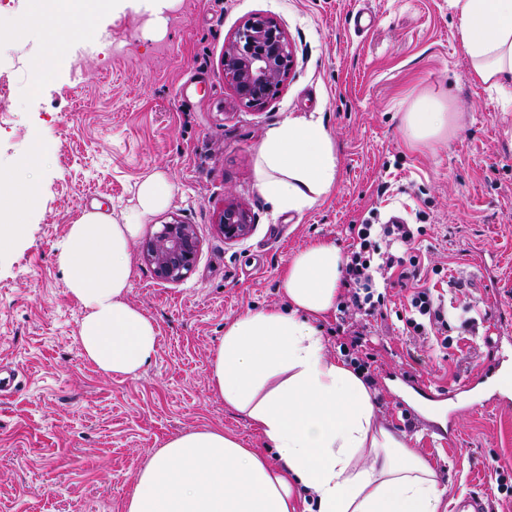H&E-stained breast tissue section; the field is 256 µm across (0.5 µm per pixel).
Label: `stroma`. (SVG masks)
I'll return each mask as SVG.
<instances>
[{
  "instance_id": "35a3bbf8",
  "label": "stroma",
  "mask_w": 512,
  "mask_h": 512,
  "mask_svg": "<svg viewBox=\"0 0 512 512\" xmlns=\"http://www.w3.org/2000/svg\"><path fill=\"white\" fill-rule=\"evenodd\" d=\"M453 0H178L156 20L80 0L68 21L39 18L38 0L0 5V175L10 176L33 140L41 202L27 232L0 252V360L16 389L0 394V512H126L149 450L182 433L224 428L273 456L241 414L210 387V359L225 324L254 307L286 305L280 273L309 242L350 243L352 224L391 217L424 226L433 266L450 269L472 306L439 282L454 345L439 353L402 336L404 299L388 289L374 340L369 388L379 419L412 437L445 489L482 494L512 512V406L473 401L470 379L512 374V99L476 85L459 40ZM253 15L282 23L297 65L264 108L245 107L224 82V45ZM135 30L112 57L114 35ZM54 56L48 77L38 61ZM431 95L454 114L448 134L410 145L403 115ZM305 112L323 117L337 159L336 185L311 208L280 211L257 186L266 131ZM165 170L170 205L145 235L180 218L196 228L197 264L179 283L154 276L132 247L130 304L159 328L155 357L137 378L108 377L77 341L80 306L68 294L55 247L84 211L120 218L145 174ZM252 212V235L225 242L217 229L225 198ZM416 383L453 392L421 409ZM415 383V384H416ZM456 410L449 438L428 423Z\"/></svg>"
}]
</instances>
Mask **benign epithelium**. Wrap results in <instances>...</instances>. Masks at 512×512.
<instances>
[{
  "mask_svg": "<svg viewBox=\"0 0 512 512\" xmlns=\"http://www.w3.org/2000/svg\"><path fill=\"white\" fill-rule=\"evenodd\" d=\"M295 65L293 45L279 20L270 15L246 19L224 46V83L251 108L264 107ZM218 228L224 241L240 242L254 229L252 214L244 204L226 199ZM200 249L194 225L179 219L161 225L140 245L144 262L167 283L180 282L191 274Z\"/></svg>",
  "mask_w": 512,
  "mask_h": 512,
  "instance_id": "benign-epithelium-1",
  "label": "benign epithelium"
}]
</instances>
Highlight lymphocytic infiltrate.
<instances>
[{
    "label": "lymphocytic infiltrate",
    "instance_id": "lymphocytic-infiltrate-1",
    "mask_svg": "<svg viewBox=\"0 0 512 512\" xmlns=\"http://www.w3.org/2000/svg\"><path fill=\"white\" fill-rule=\"evenodd\" d=\"M349 232L353 243L346 255L344 292L338 303L348 325L340 348L357 372L370 371L377 361L368 337L372 318L380 316L385 306V296L376 287L380 279L409 292L410 313L404 318L403 335L435 348H448L444 308L421 278L425 256L417 240L423 227L393 218L383 224H353Z\"/></svg>",
    "mask_w": 512,
    "mask_h": 512
}]
</instances>
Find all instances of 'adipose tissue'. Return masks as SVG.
<instances>
[{"instance_id":"adipose-tissue-1","label":"adipose tissue","mask_w":512,"mask_h":512,"mask_svg":"<svg viewBox=\"0 0 512 512\" xmlns=\"http://www.w3.org/2000/svg\"><path fill=\"white\" fill-rule=\"evenodd\" d=\"M461 44L479 85L512 83V0H454ZM452 114L430 95L405 113L413 144L447 132ZM336 155L320 113L288 118L258 148L257 181L281 210L312 207L336 184ZM173 185L156 170L138 183L134 205L113 219L85 213L55 261L83 315L78 341L106 376L136 377L157 353L159 330L127 294L131 246L166 208ZM40 192L26 170L0 189V246L20 236ZM345 259L320 240L293 253L282 275L287 309L262 307L224 328L210 369L213 392L275 448L270 462L218 428L196 429L152 451L127 512H440L439 475L404 435L383 425L362 376L328 357L319 325L336 307Z\"/></svg>"}]
</instances>
